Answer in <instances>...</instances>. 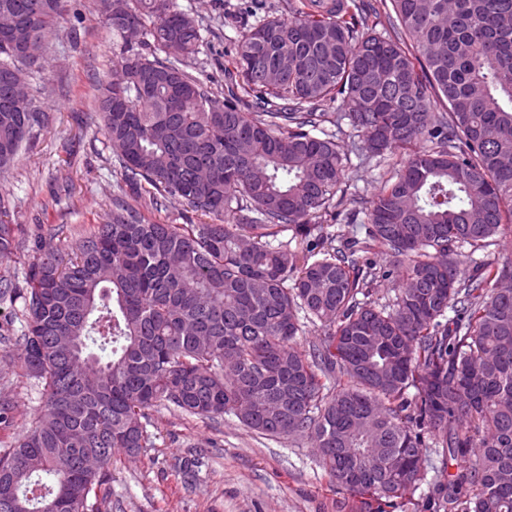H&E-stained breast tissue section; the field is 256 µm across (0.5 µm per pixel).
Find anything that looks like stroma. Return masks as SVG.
Here are the masks:
<instances>
[{
  "instance_id": "1",
  "label": "stroma",
  "mask_w": 512,
  "mask_h": 512,
  "mask_svg": "<svg viewBox=\"0 0 512 512\" xmlns=\"http://www.w3.org/2000/svg\"><path fill=\"white\" fill-rule=\"evenodd\" d=\"M78 2L81 22L75 32L51 41L47 71L30 78L52 120L0 175V195L9 200L19 241L11 257L0 262V275L16 281L23 280L37 246L70 251L79 230L108 220L121 180L91 106L115 41L94 0ZM176 5L202 25L204 44L192 74L212 90L223 88L230 51L248 21L242 0H176ZM394 169L390 157L352 156L340 191L345 203L323 218L327 232L351 236L350 200L370 199ZM0 398L14 406L11 424L0 425L3 450L30 427L45 395L40 384L0 360ZM150 431L153 447L134 457L114 453L107 512H356L354 499L330 484L306 440L264 436L231 415L210 422L163 406L153 411Z\"/></svg>"
}]
</instances>
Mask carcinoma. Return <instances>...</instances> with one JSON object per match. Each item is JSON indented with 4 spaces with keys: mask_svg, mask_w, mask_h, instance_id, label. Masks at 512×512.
Here are the masks:
<instances>
[{
    "mask_svg": "<svg viewBox=\"0 0 512 512\" xmlns=\"http://www.w3.org/2000/svg\"><path fill=\"white\" fill-rule=\"evenodd\" d=\"M387 1L394 26L376 33L356 0H285L237 39L220 96L189 72L200 24L175 0H97L116 50L96 112L122 181L107 223L12 289L11 362L45 401L0 451V512H102L114 452L153 447L159 406L298 431L359 512H405L425 485L428 512H512V292L496 288L512 259L488 254L512 225V0ZM70 7L0 0L16 17L0 30L1 171L49 124L27 78ZM412 144L362 202L364 236L316 222L350 153ZM172 199L183 223L145 220ZM6 213L0 197V261ZM305 321L321 332L302 351Z\"/></svg>",
    "mask_w": 512,
    "mask_h": 512,
    "instance_id": "carcinoma-1",
    "label": "carcinoma"
}]
</instances>
